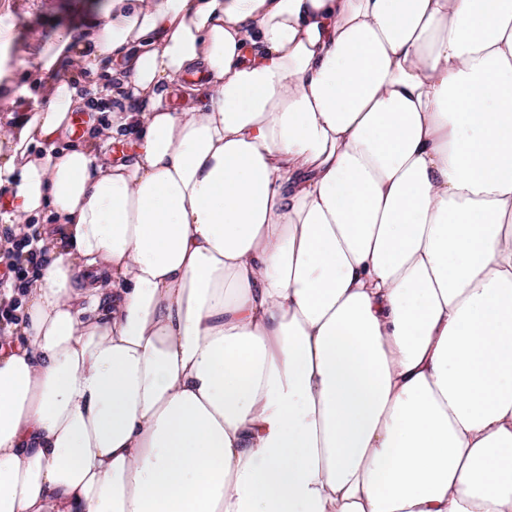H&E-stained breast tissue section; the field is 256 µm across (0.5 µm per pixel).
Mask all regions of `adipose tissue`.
<instances>
[{"instance_id": "obj_1", "label": "adipose tissue", "mask_w": 512, "mask_h": 512, "mask_svg": "<svg viewBox=\"0 0 512 512\" xmlns=\"http://www.w3.org/2000/svg\"><path fill=\"white\" fill-rule=\"evenodd\" d=\"M32 72L0 512H512V0H107ZM89 94V101L85 109L81 111V114L85 117L86 123L90 119L93 120V123L91 125H84V132H89L94 126H100L102 122L108 121V113L99 112H112L113 108L121 106L118 100L100 101L92 97V92H89Z\"/></svg>"}]
</instances>
